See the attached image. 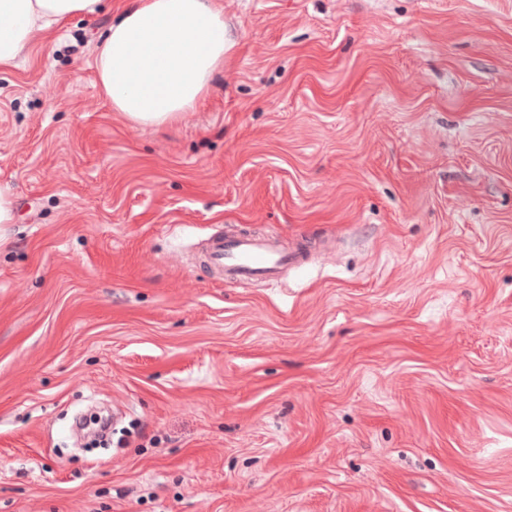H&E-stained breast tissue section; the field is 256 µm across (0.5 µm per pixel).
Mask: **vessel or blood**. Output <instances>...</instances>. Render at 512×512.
Wrapping results in <instances>:
<instances>
[{
	"label": "vessel or blood",
	"instance_id": "vessel-or-blood-1",
	"mask_svg": "<svg viewBox=\"0 0 512 512\" xmlns=\"http://www.w3.org/2000/svg\"><path fill=\"white\" fill-rule=\"evenodd\" d=\"M310 248L305 240L283 246L271 236L241 233L209 238L204 266L225 280L242 283L252 280L276 281L282 269L305 265Z\"/></svg>",
	"mask_w": 512,
	"mask_h": 512
}]
</instances>
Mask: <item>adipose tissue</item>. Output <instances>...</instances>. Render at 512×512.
I'll list each match as a JSON object with an SVG mask.
<instances>
[{
  "instance_id": "ef3b65f1",
  "label": "adipose tissue",
  "mask_w": 512,
  "mask_h": 512,
  "mask_svg": "<svg viewBox=\"0 0 512 512\" xmlns=\"http://www.w3.org/2000/svg\"><path fill=\"white\" fill-rule=\"evenodd\" d=\"M102 0H0V69ZM228 46L221 0H136L98 48L97 84L135 126L164 127L202 100Z\"/></svg>"
}]
</instances>
